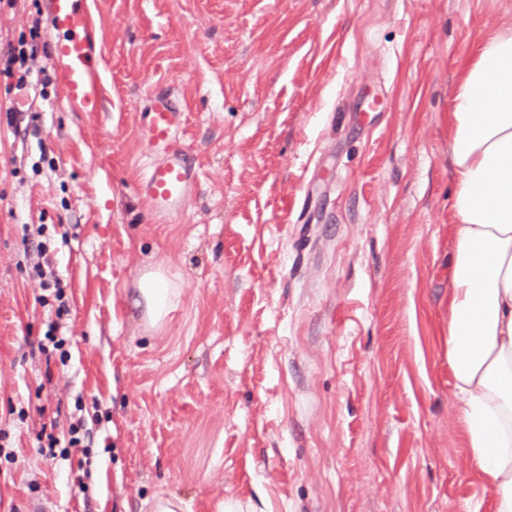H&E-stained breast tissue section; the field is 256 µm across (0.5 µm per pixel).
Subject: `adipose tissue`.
I'll use <instances>...</instances> for the list:
<instances>
[{
    "mask_svg": "<svg viewBox=\"0 0 512 512\" xmlns=\"http://www.w3.org/2000/svg\"><path fill=\"white\" fill-rule=\"evenodd\" d=\"M448 158L454 256L448 287V365L472 462L512 512V24L484 40L452 100ZM175 293L162 270L139 280L159 325Z\"/></svg>",
    "mask_w": 512,
    "mask_h": 512,
    "instance_id": "1",
    "label": "adipose tissue"
}]
</instances>
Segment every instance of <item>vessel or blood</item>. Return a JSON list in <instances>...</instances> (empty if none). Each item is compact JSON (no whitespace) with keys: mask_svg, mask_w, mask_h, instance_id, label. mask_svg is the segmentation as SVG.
Listing matches in <instances>:
<instances>
[{"mask_svg":"<svg viewBox=\"0 0 512 512\" xmlns=\"http://www.w3.org/2000/svg\"><path fill=\"white\" fill-rule=\"evenodd\" d=\"M57 37L52 66L63 106L72 112L104 109V56L94 0H47ZM142 150L150 165L142 180L156 215L182 212L200 171L185 150L179 129L183 109L168 90L154 93L141 114Z\"/></svg>","mask_w":512,"mask_h":512,"instance_id":"b4317fda","label":"vessel or blood"}]
</instances>
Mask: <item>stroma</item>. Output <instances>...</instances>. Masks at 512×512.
<instances>
[{"instance_id": "obj_1", "label": "stroma", "mask_w": 512, "mask_h": 512, "mask_svg": "<svg viewBox=\"0 0 512 512\" xmlns=\"http://www.w3.org/2000/svg\"><path fill=\"white\" fill-rule=\"evenodd\" d=\"M96 8L107 109L69 112L46 0H0L29 53L0 75V512H492L448 370V114L512 0ZM170 88L201 177L160 218L140 113ZM138 284L140 299L136 304L144 307L145 316L152 326L161 324L175 293L174 284L159 268L141 275Z\"/></svg>"}]
</instances>
